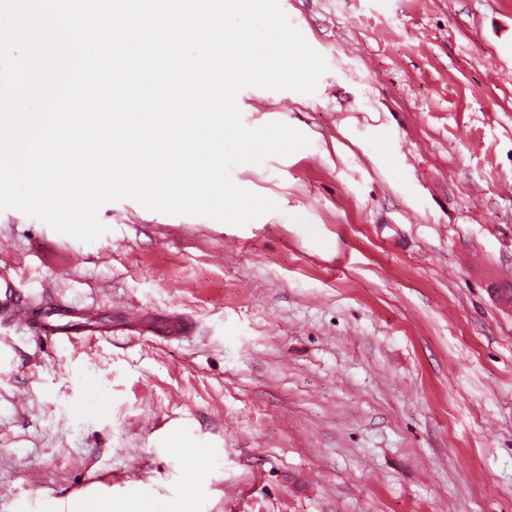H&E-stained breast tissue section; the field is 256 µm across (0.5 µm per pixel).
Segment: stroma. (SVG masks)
<instances>
[{
    "instance_id": "1",
    "label": "stroma",
    "mask_w": 512,
    "mask_h": 512,
    "mask_svg": "<svg viewBox=\"0 0 512 512\" xmlns=\"http://www.w3.org/2000/svg\"><path fill=\"white\" fill-rule=\"evenodd\" d=\"M328 65L246 87L235 226L129 198L84 242L0 211V512H512V0H279ZM18 289H0V311L10 324L28 327L31 323L29 309L23 307L17 300Z\"/></svg>"
}]
</instances>
